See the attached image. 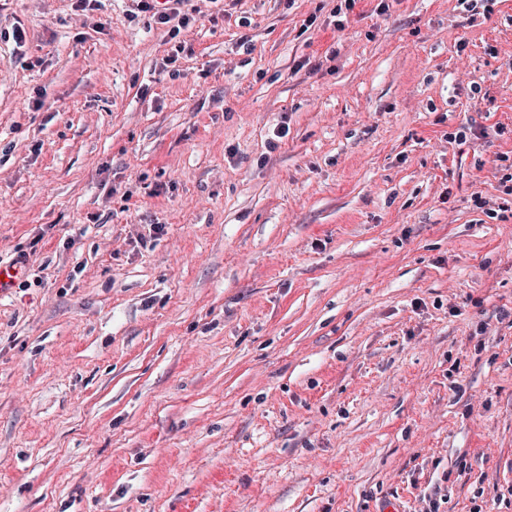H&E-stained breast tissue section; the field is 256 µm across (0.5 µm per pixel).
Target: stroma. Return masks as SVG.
Wrapping results in <instances>:
<instances>
[{"instance_id":"obj_1","label":"stroma","mask_w":512,"mask_h":512,"mask_svg":"<svg viewBox=\"0 0 512 512\" xmlns=\"http://www.w3.org/2000/svg\"><path fill=\"white\" fill-rule=\"evenodd\" d=\"M184 9L0 0V512H512V0Z\"/></svg>"}]
</instances>
